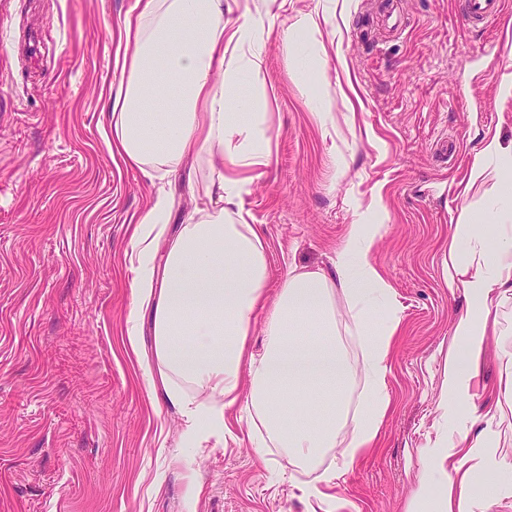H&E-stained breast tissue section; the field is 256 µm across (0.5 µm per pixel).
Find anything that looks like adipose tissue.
Returning <instances> with one entry per match:
<instances>
[{"label":"adipose tissue","instance_id":"ef3b65f1","mask_svg":"<svg viewBox=\"0 0 512 512\" xmlns=\"http://www.w3.org/2000/svg\"><path fill=\"white\" fill-rule=\"evenodd\" d=\"M271 30L253 21L224 18V0H132L119 28L121 78L103 105L112 159L166 176L186 165L210 172L211 206L194 210L188 224L169 233L173 196L157 189L135 222L131 237L132 306L123 343L135 357L153 400L177 410L189 443L201 448L223 436L227 412L245 406L257 450L272 447L293 465L318 469L306 495L327 491L376 447L389 410V357L402 319L391 285L371 259L380 225H349L335 270L290 272L268 294L269 260L262 237L240 206L253 172L271 163V127L261 93L244 90L245 76L260 72ZM495 245L473 231L461 211L444 262L449 288L472 299L454 334L463 353H449L444 389L458 417L469 415L488 323L512 295V196L484 215ZM343 295L362 350L353 365L339 334L335 297ZM151 320L153 348L140 349L144 320ZM263 322L262 354L250 348ZM364 389L348 406L354 372ZM251 391L242 395L241 380ZM351 438L340 465L318 464L336 447L343 429ZM486 433L459 430L450 447H426L420 488L441 484L444 497L427 501L431 512H488L503 497L490 476L494 456L484 454Z\"/></svg>","mask_w":512,"mask_h":512}]
</instances>
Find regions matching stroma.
<instances>
[{"instance_id": "35a3bbf8", "label": "stroma", "mask_w": 512, "mask_h": 512, "mask_svg": "<svg viewBox=\"0 0 512 512\" xmlns=\"http://www.w3.org/2000/svg\"><path fill=\"white\" fill-rule=\"evenodd\" d=\"M457 0H400L396 33L371 26L375 0H287L251 84L264 91L272 163L242 202L267 246L269 293L290 269L329 271L350 224L383 221L372 259L391 284L402 332L390 355L391 406L378 448L327 502L314 481L258 455L243 413L221 439L188 448L181 415L153 404L123 349L131 303L127 255L155 183L113 163L102 100L116 78L118 27L130 0H0V512H414L419 448L448 441L459 422L442 400L453 320L471 305L449 291L443 261L459 212L493 207L495 176H474L489 141L512 148V67L496 28H473ZM302 15L312 38L283 40ZM327 49L297 81L298 56ZM335 119L323 132L310 104ZM203 170L162 185L178 205L170 230L206 206ZM512 298L487 336L478 416L512 394ZM202 489L188 497L186 469Z\"/></svg>"}]
</instances>
